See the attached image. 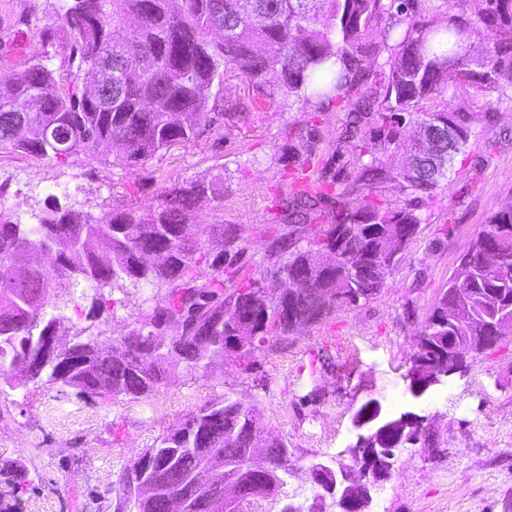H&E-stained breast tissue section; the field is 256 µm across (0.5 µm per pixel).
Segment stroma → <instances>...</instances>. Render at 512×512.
I'll return each instance as SVG.
<instances>
[{
  "label": "stroma",
  "instance_id": "1",
  "mask_svg": "<svg viewBox=\"0 0 512 512\" xmlns=\"http://www.w3.org/2000/svg\"><path fill=\"white\" fill-rule=\"evenodd\" d=\"M57 5L0 0V76H14L26 57L44 50L59 66L69 37ZM224 98L240 111L225 113L196 143L137 164L107 166L89 157L68 166L0 153V212L29 224L50 205L96 215L133 207L147 219L173 185L220 175L223 201L200 207L195 224L233 226L238 265L250 274L279 230L274 200L294 167L290 139L314 131L320 166L340 183L351 153L336 149L345 115L335 109L258 112L237 80L225 83ZM462 101L478 115V144L457 156L447 184L424 202L425 222L377 299L336 309L302 334L273 342L256 353L251 371L232 356L205 371L179 367L145 399L87 398L0 380V455L23 461L35 480L20 512H113V488L142 450L227 395L291 444L287 490L299 499L312 497L313 459L347 462L356 436L352 416L376 398L388 411L428 416L435 444L399 458L374 512H512V343L487 351L470 372L421 399L411 397L405 379L414 342L460 255L492 213L512 202V99L489 104L470 92ZM486 111L491 120L483 119ZM152 294L144 288L104 308L96 321L102 340L128 333Z\"/></svg>",
  "mask_w": 512,
  "mask_h": 512
}]
</instances>
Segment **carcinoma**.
<instances>
[{
  "label": "carcinoma",
  "instance_id": "cac0c4a2",
  "mask_svg": "<svg viewBox=\"0 0 512 512\" xmlns=\"http://www.w3.org/2000/svg\"><path fill=\"white\" fill-rule=\"evenodd\" d=\"M471 0H452L454 14L436 21V0H71L60 6V20L70 35L67 63L55 68L51 57L28 58L17 77L0 80V151L75 164L80 157L102 156L112 164L113 144L126 145L125 161H146L175 144H190L224 116V98L211 93L214 83L239 79L266 109L313 103L334 104L346 111L336 149L354 148L351 179L325 206L335 185L323 181L312 165L316 152L301 140L289 150L303 159L306 185L291 176L280 184L276 206L288 223L280 225L269 251L253 267L247 284L234 281L239 268L210 255L199 239H188L197 205L224 198V185L190 181L167 193L164 204L146 222L135 209L99 216L51 207L35 224L0 220V379L26 386L61 385L91 397L140 399L154 392L166 370L182 366L206 370L224 363V337L235 330L237 313L251 316L276 304L273 285L255 292L264 269L296 272L309 251L335 247L339 260L324 275L316 273L295 297L297 320L264 339L256 350L285 340L320 322L342 306L359 307L377 298L402 261L424 222L420 207L401 203L415 195L429 198L448 179L455 157L477 144L474 116L464 106L448 110V96L475 89L487 103L512 91V0H480L467 15ZM382 32L378 47L373 36ZM112 60V91L87 95L94 62ZM28 99L35 112H20ZM427 125L446 131L435 155L419 148L412 130ZM392 154L398 166L380 158ZM385 190L389 198L369 196ZM494 231L503 257L498 268L484 265V236L474 238L448 288L439 294L410 360L437 361L455 346L458 336H481L497 315L512 310V206L495 212ZM49 247L58 257L48 267L31 266L25 253ZM207 277L198 272L201 264ZM93 294L86 318L93 319L114 291L156 287L154 306L141 310L136 327L116 340V357L97 352L92 326L79 327L53 360L32 369L44 349V337L67 319L64 306L81 284ZM59 293L67 300L45 308ZM465 299L472 323L453 321L455 306ZM193 320L197 332L211 337L197 342L181 331ZM174 331L175 338L158 355L151 373L139 369L140 354L150 348L141 334ZM252 408L224 397L203 405L179 423L204 429L207 448H246ZM369 424L368 435L401 418L371 398L356 411ZM170 432L143 449L131 472L143 462L160 477L169 464L183 473L198 465L186 453L169 455ZM32 483L28 469L0 456V512H16L19 494ZM116 509L163 512L139 499L128 476L119 483Z\"/></svg>",
  "mask_w": 512,
  "mask_h": 512
}]
</instances>
